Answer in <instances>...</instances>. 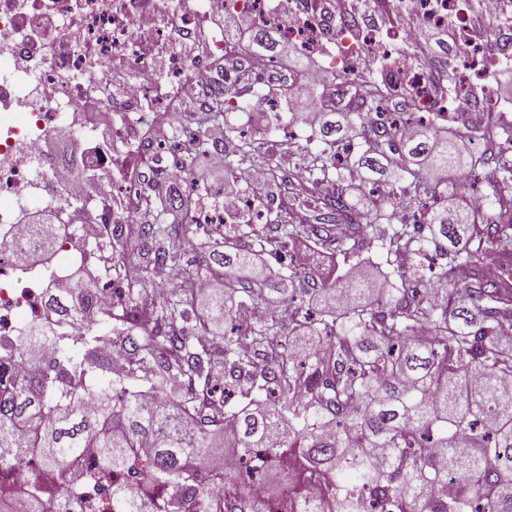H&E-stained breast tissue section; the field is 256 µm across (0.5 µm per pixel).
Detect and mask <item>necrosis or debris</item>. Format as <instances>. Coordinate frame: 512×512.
I'll return each instance as SVG.
<instances>
[{
  "mask_svg": "<svg viewBox=\"0 0 512 512\" xmlns=\"http://www.w3.org/2000/svg\"><path fill=\"white\" fill-rule=\"evenodd\" d=\"M380 2L363 10L352 0H294L285 17L278 0H0V228L10 241L22 237L21 206L39 200L77 226L63 245L83 266L104 226L139 223L151 180L186 183L184 166L160 163L165 144L155 129L168 113L187 109L197 87L211 98L223 77L267 64L236 52L235 35L212 23L218 13L276 29L305 55L339 45L333 63L342 70L385 62L384 80L408 100L405 126L461 118L483 129L499 111L492 75L512 60V0H485L490 12L479 33L464 0H405L418 26L455 30V71L444 96L432 86V68L400 55L392 41L396 0ZM343 19L350 26L342 31ZM62 125L73 133L68 152L48 151ZM260 211L241 195L231 208L203 203L193 219L254 223ZM43 305L42 279L19 282L9 246L0 247V335Z\"/></svg>",
  "mask_w": 512,
  "mask_h": 512,
  "instance_id": "4bbe7bcc",
  "label": "necrosis or debris"
}]
</instances>
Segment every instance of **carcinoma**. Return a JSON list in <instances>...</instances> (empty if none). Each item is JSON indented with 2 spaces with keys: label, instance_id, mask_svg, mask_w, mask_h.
<instances>
[{
  "label": "carcinoma",
  "instance_id": "1",
  "mask_svg": "<svg viewBox=\"0 0 512 512\" xmlns=\"http://www.w3.org/2000/svg\"><path fill=\"white\" fill-rule=\"evenodd\" d=\"M254 42L262 51L277 47L268 29H257ZM339 80L361 90L354 111L377 119L357 127L350 112L334 120L322 113L325 140L302 148L306 176L296 183L267 143L227 123L229 112L250 105L239 87H224L193 116L199 129L224 122L232 149L218 161L229 173L261 164L265 198L273 202L291 185L313 213L314 223L295 224L288 210L266 206L269 233L258 245L279 251L310 234L328 247L344 225L354 251L368 240L388 256L425 258L433 249L444 274L464 286L379 288L353 275L245 279L238 272L253 266L254 253L230 240L227 250L186 263L189 201L175 204L156 180L145 196L153 221L104 235L120 255L112 279L133 261L140 268L110 315L88 318L99 288L79 277V299L46 289L44 321L0 345V473L28 463L54 477L30 483L19 504L1 494L0 512H84L79 493L90 483L110 487L108 512H293L292 502L310 495L313 472L329 481L314 512H369L375 503L388 512H512V280L488 279L482 264L489 255L512 264V217L485 214L512 188V154L491 149L465 159L442 130L424 124L404 137L374 76L341 71ZM350 133L368 146L357 168L409 176L402 194L389 198L392 213L453 196V184L432 174L465 166L489 189L484 208L431 207L427 222L403 218L379 237L380 217L361 221L353 184L345 183ZM379 141L396 159L390 172L386 153L369 149ZM29 232L15 251L20 266L59 249L58 225L31 224ZM159 263L176 269L179 283L143 308L139 297L153 287ZM203 277L224 280V299L201 309ZM323 292L334 306L320 320L322 340L307 349L303 342L318 330L294 301ZM259 303L274 312L251 322L250 333L212 331ZM74 321L85 324L78 336ZM107 339L129 358L119 378L100 349ZM218 364L221 386L213 382ZM217 437L227 456L252 459L249 483L201 465Z\"/></svg>",
  "mask_w": 512,
  "mask_h": 512
}]
</instances>
